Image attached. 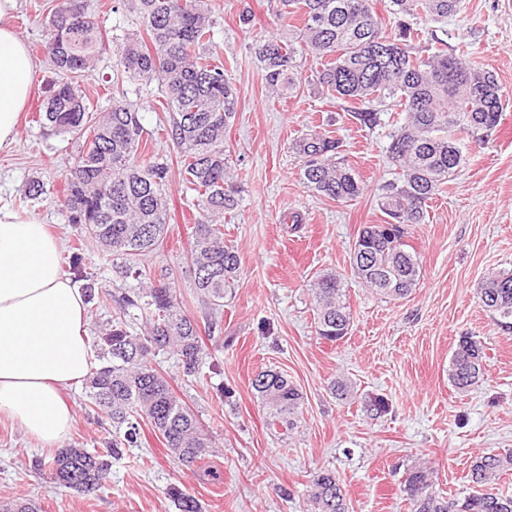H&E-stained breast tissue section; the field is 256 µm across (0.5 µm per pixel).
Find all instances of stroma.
I'll use <instances>...</instances> for the list:
<instances>
[{
	"label": "stroma",
	"mask_w": 512,
	"mask_h": 512,
	"mask_svg": "<svg viewBox=\"0 0 512 512\" xmlns=\"http://www.w3.org/2000/svg\"><path fill=\"white\" fill-rule=\"evenodd\" d=\"M86 2L107 40L93 75L81 84L91 111L109 108L113 92L123 89L142 118V158L156 156L171 166L163 188L167 231L141 263L151 273L167 272L199 326L204 355L192 379L183 376L173 352L155 362L217 448L185 467L143 423L140 447L113 460L102 486L84 495L53 488L45 466L51 450L0 419V503L27 495L42 512H178L168 494L176 485L198 499L202 512H306L312 474L329 469L352 512H408L400 487L405 467L418 461L431 468L436 489L466 491L476 456L512 450V330L497 325L477 297L488 273L512 270V0H462L448 19L409 21L420 32L416 52L466 43L473 60L496 74L506 109L484 141L460 135L464 162L431 201L425 223L408 227L406 241L422 272L404 300L381 298L351 272L358 233L386 223L377 198L398 177L387 154L396 125L385 104H375L380 121L368 128L343 101L315 95L307 83L312 56L302 49L293 91L270 93L252 45L265 36H294L297 16L281 14L279 0H206L217 20L212 52L239 90L224 150L241 194L224 239L237 247L241 264L232 295L217 310L195 292L188 256L197 211L177 153L159 128L157 86L128 78L116 65L114 39L135 29V16L118 0ZM55 7L56 0H18L14 25L39 66L17 142L0 150V202L17 207L28 182L42 181L45 194L26 209L69 247L80 231L68 224L59 200L79 145L46 135L34 120L54 77L46 26ZM246 13L248 25L240 21ZM314 131L341 140L344 158L367 186L361 198L332 201L303 182L292 144ZM292 214L301 224L287 223ZM324 270L348 286L352 323L336 343L318 336L309 290ZM464 333L483 344L486 374L460 393L448 381V365ZM266 367L287 374L304 396L299 427L286 438L267 428L252 388ZM338 377L352 382L357 402L332 396L328 385ZM224 389L230 399L221 398ZM372 395L387 400L385 415L362 412L361 398ZM69 396L75 424L63 447H101L105 427L83 388Z\"/></svg>",
	"instance_id": "obj_1"
}]
</instances>
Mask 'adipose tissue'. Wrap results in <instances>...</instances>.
<instances>
[{
	"mask_svg": "<svg viewBox=\"0 0 512 512\" xmlns=\"http://www.w3.org/2000/svg\"><path fill=\"white\" fill-rule=\"evenodd\" d=\"M18 0H0V149L16 141L36 62L14 27ZM97 366L84 293L61 246L34 213L0 205V416L43 447L75 422L66 389Z\"/></svg>",
	"mask_w": 512,
	"mask_h": 512,
	"instance_id": "1",
	"label": "adipose tissue"
}]
</instances>
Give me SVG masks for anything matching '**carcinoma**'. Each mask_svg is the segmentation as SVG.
<instances>
[{
  "mask_svg": "<svg viewBox=\"0 0 512 512\" xmlns=\"http://www.w3.org/2000/svg\"><path fill=\"white\" fill-rule=\"evenodd\" d=\"M137 14L141 31L125 38L118 65L134 80L158 82L165 131L176 148L187 188L196 193L200 218L193 225L190 248L194 288L218 309L237 281L238 250L224 243V215L239 206L224 153V133L234 120L238 89L224 66L210 55L215 21L205 0H121ZM300 14L299 38L311 52L309 83L321 94L346 103L388 102L400 115L397 133L387 147L388 158L400 168L398 179L379 197L380 210L406 226L423 224L427 203L463 163L459 130L475 141L501 123L504 104L493 72L470 60L467 50L413 54L414 29L398 23L391 31L381 23L374 0H280ZM394 13L442 20L459 10L461 0H390ZM48 53L56 79L51 81L38 122L53 135L81 141L75 165L67 176L61 206L68 223L88 233L104 254L119 261L117 273L140 278L136 263L162 243L167 224L163 186L169 166L156 159L138 162L143 141L139 113L112 99L104 113L90 111L79 79L91 75L104 36L88 13L86 0H59L48 22ZM253 54L276 94L295 85L294 40L261 38ZM302 159L300 174L319 196L350 202L365 190L355 170L340 157V142L319 133L295 141ZM381 225L366 224L355 242L354 277L376 294L404 299L419 283L420 256L393 246L379 233ZM72 270L86 281L91 308L116 307L99 330L101 366L85 386L89 407L112 422V437L103 451L63 448L48 463L51 483L76 492H91L106 478L111 460L140 447L141 421L146 419L182 464L190 466L213 447L197 415L172 391L152 363L161 351L176 352L186 377L195 376L203 360L198 325L183 310V302L165 282L167 274L115 296L96 286L73 252ZM318 335L337 342L347 334L351 311L343 279L327 272L312 284ZM478 299L500 325L512 327V270L487 277ZM145 320V332L134 321ZM485 375L481 342L459 337L448 369V380L467 391ZM256 397L266 409L267 424L286 436L298 427L303 393L276 370L258 372L252 380ZM339 400L354 398L345 379L330 382ZM363 412L379 417L389 410L381 396L362 401ZM512 470V452L475 457L468 473L472 488L459 498L433 489L430 468L412 464L404 470L401 492L410 512H512V495L495 490L499 476ZM179 512H201L199 501L186 490L169 491ZM309 512H350L346 494L329 470L315 472L308 490ZM4 512H40L31 498H17Z\"/></svg>",
  "mask_w": 512,
  "mask_h": 512,
  "instance_id": "cac0c4a2",
  "label": "carcinoma"
}]
</instances>
